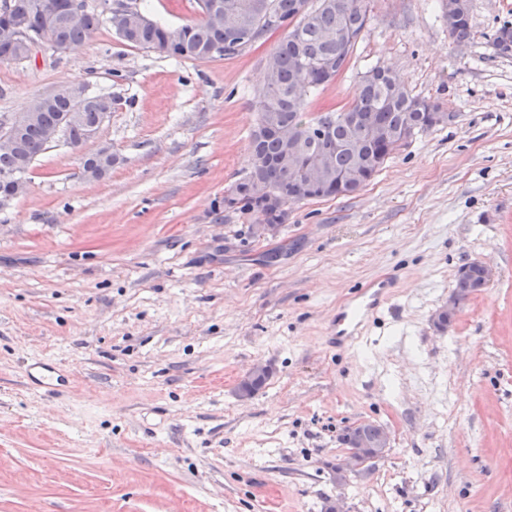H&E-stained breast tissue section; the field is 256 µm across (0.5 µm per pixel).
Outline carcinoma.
Masks as SVG:
<instances>
[{
	"mask_svg": "<svg viewBox=\"0 0 512 512\" xmlns=\"http://www.w3.org/2000/svg\"><path fill=\"white\" fill-rule=\"evenodd\" d=\"M222 5L231 14L211 19L212 3ZM200 19L180 27L181 38L169 41L170 28L155 22L137 9L110 12L108 22L123 42L142 49L159 51L178 60L205 62L232 57L251 47L263 29L281 33L273 50L263 61V80L255 92L256 120L249 137V167L232 189L238 194L232 210L255 223L282 224L286 211L273 210L264 204L259 189L276 187L283 197L300 202L311 192L308 182L288 179L279 161L288 146L304 154L319 152L327 159L323 179L329 187L318 192V199L352 196L360 192L384 167L387 160L409 145L414 136L424 133L436 122L430 113L440 105L411 94L399 76L387 74L384 66L375 65L364 72L354 87L352 102L346 108H326L308 112L311 98L334 81L345 68L351 51L367 22L366 0H197ZM70 0H0V22L20 19L25 22L24 37L34 39L43 30L44 19H57L56 38L77 45L87 39L100 23L99 15L88 10L82 23L67 26L63 17ZM448 33L458 43L472 37L470 18L453 21L445 17ZM18 39L0 38V62L20 61ZM70 105L64 100L47 103L39 111L36 122L21 134L23 146L32 156L47 149L49 132L64 119ZM104 112H112V99L107 103L89 102L81 114L65 124L69 143L79 147L90 140L89 133L100 129ZM372 122L380 132L374 139L355 136L351 117ZM273 125L288 127V140L269 131ZM27 172L21 153L0 152V173ZM342 176L351 178V186L336 188ZM456 276L453 292L467 301L482 288L483 270L471 262ZM380 426L365 423L349 431L345 442L354 447V439L374 440Z\"/></svg>",
	"mask_w": 512,
	"mask_h": 512,
	"instance_id": "cac0c4a2",
	"label": "carcinoma"
}]
</instances>
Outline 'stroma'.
<instances>
[{
  "label": "stroma",
  "instance_id": "obj_1",
  "mask_svg": "<svg viewBox=\"0 0 512 512\" xmlns=\"http://www.w3.org/2000/svg\"><path fill=\"white\" fill-rule=\"evenodd\" d=\"M171 27L195 0H127ZM371 21L310 111L392 68L453 113L358 194L289 204L258 238L226 211L248 165L266 40L206 62L123 43L107 24L67 53L0 63V119L58 86L115 102L82 149L53 142L0 209V512H512V0H472L473 38L441 0H367ZM117 158L96 182L80 161ZM494 282L446 330L459 269ZM395 286L359 339L330 343L355 288ZM54 361L66 392L28 379ZM270 366L253 396L239 380ZM390 449L336 481L348 430ZM446 0H442V9L444 18L448 24V33L449 35L455 39L458 43H463L465 41H468L472 37V29H471V23H470V0H464L466 1L467 6V17L465 19H460L457 21H453L448 16V13L444 10V2Z\"/></svg>",
  "mask_w": 512,
  "mask_h": 512
}]
</instances>
